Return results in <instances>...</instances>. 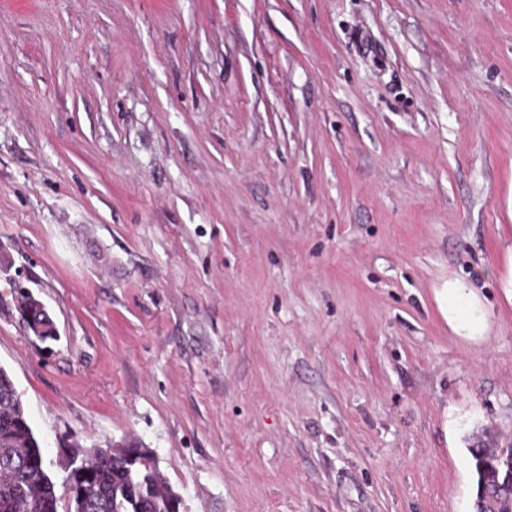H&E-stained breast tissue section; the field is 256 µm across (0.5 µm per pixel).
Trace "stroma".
Listing matches in <instances>:
<instances>
[{
  "instance_id": "obj_1",
  "label": "stroma",
  "mask_w": 512,
  "mask_h": 512,
  "mask_svg": "<svg viewBox=\"0 0 512 512\" xmlns=\"http://www.w3.org/2000/svg\"><path fill=\"white\" fill-rule=\"evenodd\" d=\"M511 249L512 0H0V367L55 481L134 443L181 512H472ZM466 286L460 283L448 284L447 313L453 315V319L462 329L470 331H483L486 328L484 313L477 314L473 308H462L461 304L465 296ZM36 298L24 291L19 292V303L23 316L27 322L29 330L32 332L35 325H39L42 329L46 330L50 323V320L41 311L39 304L36 302Z\"/></svg>"
}]
</instances>
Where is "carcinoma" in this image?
<instances>
[{
  "instance_id": "obj_1",
  "label": "carcinoma",
  "mask_w": 512,
  "mask_h": 512,
  "mask_svg": "<svg viewBox=\"0 0 512 512\" xmlns=\"http://www.w3.org/2000/svg\"><path fill=\"white\" fill-rule=\"evenodd\" d=\"M19 303L28 328L49 327L50 320L33 295L19 292ZM21 405L11 377L1 370L0 512H58L57 483L44 467L40 474L32 473L41 447ZM69 448L86 473L84 494L72 498L71 512H162L169 486L151 457L131 465L119 449L85 448L78 443ZM506 450V446L489 444L479 433L469 438L468 453L476 473V512L508 508L493 496L502 479L498 456Z\"/></svg>"
}]
</instances>
